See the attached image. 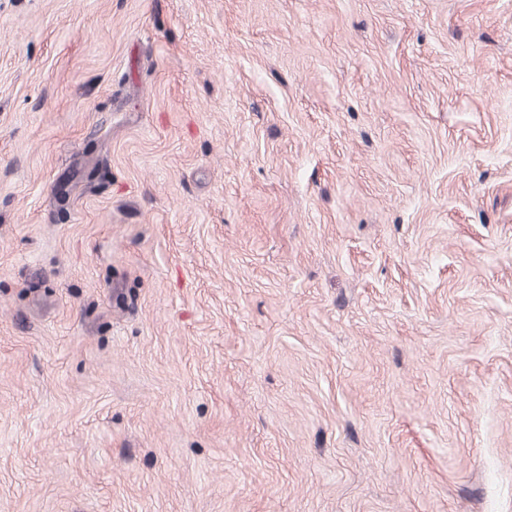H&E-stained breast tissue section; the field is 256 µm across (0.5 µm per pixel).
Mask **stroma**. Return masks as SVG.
<instances>
[{"label": "stroma", "mask_w": 512, "mask_h": 512, "mask_svg": "<svg viewBox=\"0 0 512 512\" xmlns=\"http://www.w3.org/2000/svg\"><path fill=\"white\" fill-rule=\"evenodd\" d=\"M0 512H512V0H0Z\"/></svg>", "instance_id": "35a3bbf8"}]
</instances>
